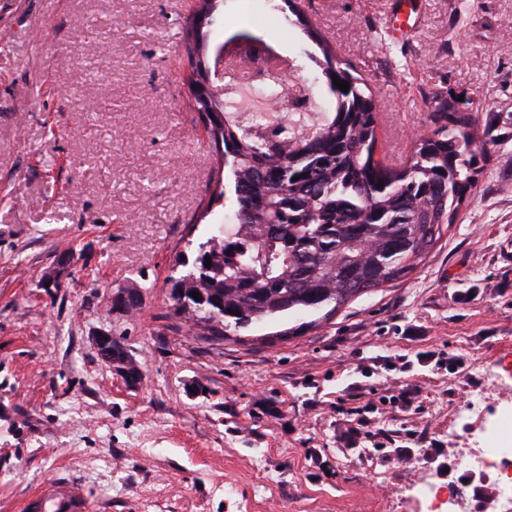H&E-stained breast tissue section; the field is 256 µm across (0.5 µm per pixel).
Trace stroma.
I'll return each mask as SVG.
<instances>
[{
    "label": "stroma",
    "instance_id": "35a3bbf8",
    "mask_svg": "<svg viewBox=\"0 0 512 512\" xmlns=\"http://www.w3.org/2000/svg\"><path fill=\"white\" fill-rule=\"evenodd\" d=\"M379 99V151L404 160L440 92L512 112V0H299ZM194 0H0V512L47 483L93 512H383L415 468L467 478L486 367L512 373V126L410 276L330 315L221 338L175 314L166 278L232 221L189 106L179 48ZM256 29L314 76L284 0H223L208 47ZM122 288L140 309L113 312ZM106 332L139 364L128 385ZM112 343V360L116 362H112L108 355L109 350L107 349V346ZM95 346L98 351V353L101 355V357L110 363L111 367H113V370L116 372L121 373L126 379L130 380H137L139 378V373L134 372L131 373L127 369V365L125 362H117V361H123L125 359H129L131 362L132 358L129 356L128 351L126 348L121 345L120 343L113 341L112 342V336L109 334H100L95 338Z\"/></svg>",
    "mask_w": 512,
    "mask_h": 512
}]
</instances>
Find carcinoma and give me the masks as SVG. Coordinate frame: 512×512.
Here are the masks:
<instances>
[{
    "instance_id": "carcinoma-1",
    "label": "carcinoma",
    "mask_w": 512,
    "mask_h": 512,
    "mask_svg": "<svg viewBox=\"0 0 512 512\" xmlns=\"http://www.w3.org/2000/svg\"><path fill=\"white\" fill-rule=\"evenodd\" d=\"M288 8L322 50L323 58L311 61L334 106L310 123L315 104L305 97L307 111L289 113L271 142L252 133L233 99L214 85L195 99L224 169V189L212 200L232 194L235 223L199 243L193 261L181 263L185 271L167 282L175 313L213 336H236L292 312H335L408 277L471 196L502 120L489 112L481 129L473 113L435 93L410 158L394 164L376 158L373 89L353 63L337 61L297 3L290 0ZM183 45L191 60L206 46V34L193 37L188 28ZM335 75L349 91L333 84Z\"/></svg>"
}]
</instances>
